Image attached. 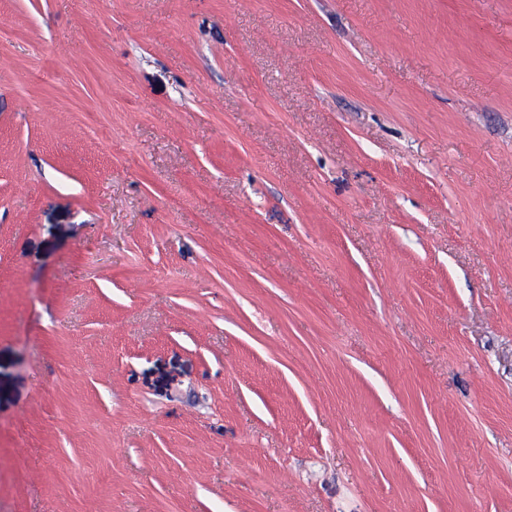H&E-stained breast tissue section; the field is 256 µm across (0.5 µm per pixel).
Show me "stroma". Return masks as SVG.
<instances>
[{
    "mask_svg": "<svg viewBox=\"0 0 512 512\" xmlns=\"http://www.w3.org/2000/svg\"><path fill=\"white\" fill-rule=\"evenodd\" d=\"M0 512H512V0H0Z\"/></svg>",
    "mask_w": 512,
    "mask_h": 512,
    "instance_id": "obj_1",
    "label": "stroma"
}]
</instances>
